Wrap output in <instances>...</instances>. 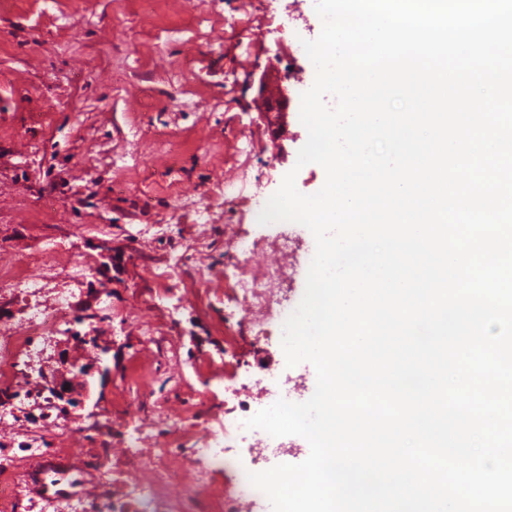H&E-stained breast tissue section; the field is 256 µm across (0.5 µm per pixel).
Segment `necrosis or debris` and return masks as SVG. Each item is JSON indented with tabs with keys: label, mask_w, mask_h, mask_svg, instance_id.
I'll return each mask as SVG.
<instances>
[{
	"label": "necrosis or debris",
	"mask_w": 512,
	"mask_h": 512,
	"mask_svg": "<svg viewBox=\"0 0 512 512\" xmlns=\"http://www.w3.org/2000/svg\"><path fill=\"white\" fill-rule=\"evenodd\" d=\"M288 280L285 267L268 264L251 269L234 268L225 278L224 300L244 307L247 320L261 334H268L271 321L285 322L288 313L283 306L284 285ZM69 316L66 301H59L56 308L45 311L32 309L24 327H16L8 322H0V376L9 378L22 370L26 363L38 359L42 353V340L58 335L62 324ZM34 400L43 408L39 424L27 433L25 452L39 455L43 444V430L46 423L53 421L55 399L47 391L38 389L0 402V422L16 418L25 401ZM251 416L249 408H242L240 414L225 421L222 433L212 434L200 447L194 448L197 461L195 470L185 477L186 495L178 500L173 512H189L195 500H213L221 512H233L234 504L242 498L260 497L259 489L248 480L247 468L238 465L230 455L228 440L244 427ZM152 472L147 481H134L130 484L128 498L124 503L129 512H149L161 491L176 480L175 470L167 463L166 452L160 451L150 456L146 462ZM232 469L236 472V483L229 496L214 494L213 475L216 471ZM39 512H113L111 501L87 503L80 492V480L68 472L46 470L42 477V491L37 501Z\"/></svg>",
	"instance_id": "4bbe7bcc"
}]
</instances>
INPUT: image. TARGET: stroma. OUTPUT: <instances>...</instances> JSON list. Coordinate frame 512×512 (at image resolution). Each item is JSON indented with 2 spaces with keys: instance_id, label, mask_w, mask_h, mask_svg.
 <instances>
[{
  "instance_id": "stroma-1",
  "label": "stroma",
  "mask_w": 512,
  "mask_h": 512,
  "mask_svg": "<svg viewBox=\"0 0 512 512\" xmlns=\"http://www.w3.org/2000/svg\"><path fill=\"white\" fill-rule=\"evenodd\" d=\"M321 30L313 0H0V268L49 270L37 291L0 296V320L22 325L30 306L67 299L70 317L31 362L33 381L63 349L110 369L65 414L67 439L47 427L43 453L25 467L80 459L100 497L118 504L139 476L136 458L168 444L170 420H182L184 437L169 444L168 462L185 472L192 447L240 401L312 397L314 367L287 366L277 339L240 328L242 309L225 306L224 268L238 257L224 227L258 242L254 265L277 260L270 245L285 233L299 265L314 256L308 228L254 224L249 209L289 171L306 195L325 182L320 165L297 164L308 139L296 79L305 61L289 47ZM264 73L270 87L292 90L284 124L263 111ZM100 242L112 269L95 291ZM174 257L178 271L160 290L153 272ZM78 259L83 276L58 272ZM79 335L109 353L79 347ZM271 374L273 395L262 384ZM133 382L144 396L137 408L125 404Z\"/></svg>"
}]
</instances>
